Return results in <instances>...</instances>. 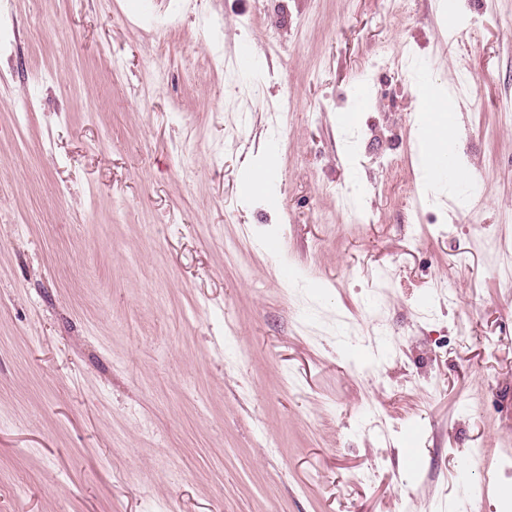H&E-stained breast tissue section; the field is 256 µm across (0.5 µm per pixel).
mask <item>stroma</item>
<instances>
[{
  "instance_id": "stroma-1",
  "label": "stroma",
  "mask_w": 512,
  "mask_h": 512,
  "mask_svg": "<svg viewBox=\"0 0 512 512\" xmlns=\"http://www.w3.org/2000/svg\"><path fill=\"white\" fill-rule=\"evenodd\" d=\"M449 1L0 0V512H512V0ZM419 94V112H423V157H445L452 143L455 127L451 108L446 104L440 90L429 83L421 85Z\"/></svg>"
}]
</instances>
